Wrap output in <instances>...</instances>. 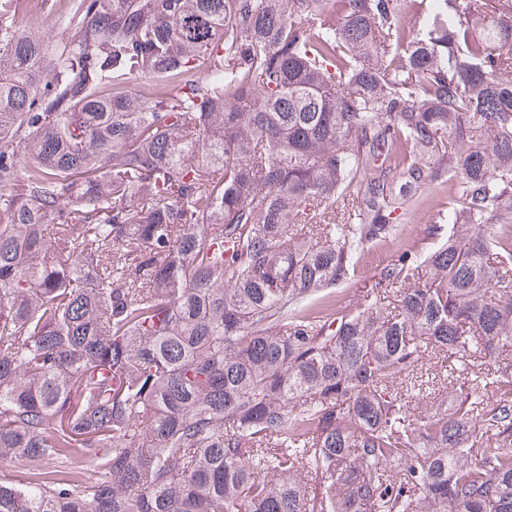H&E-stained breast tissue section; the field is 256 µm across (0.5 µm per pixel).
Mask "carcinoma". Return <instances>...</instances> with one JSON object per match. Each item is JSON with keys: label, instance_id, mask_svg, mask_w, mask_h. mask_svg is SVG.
I'll return each instance as SVG.
<instances>
[{"label": "carcinoma", "instance_id": "carcinoma-1", "mask_svg": "<svg viewBox=\"0 0 512 512\" xmlns=\"http://www.w3.org/2000/svg\"><path fill=\"white\" fill-rule=\"evenodd\" d=\"M9 4L0 512H512V0ZM54 0H13L10 19L15 24L35 23L39 37L49 48L71 38L74 30H66L59 15L51 7ZM448 202V185L440 184L431 189L424 201L406 211L401 221L402 232L399 241H412L421 237L423 229L431 218ZM396 242L387 246H382L370 251L366 259L365 272L362 280L357 284L347 288L336 289L337 306L344 308L349 304H354L359 295H363L370 286V277L374 274L377 265L387 262L398 249ZM366 286V288H365Z\"/></svg>", "mask_w": 512, "mask_h": 512}]
</instances>
